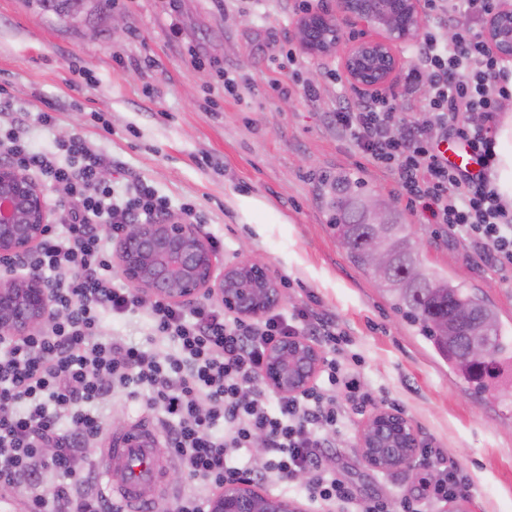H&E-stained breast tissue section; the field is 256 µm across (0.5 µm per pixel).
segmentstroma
<instances>
[{"label":"stroma","instance_id":"stroma-1","mask_svg":"<svg viewBox=\"0 0 512 512\" xmlns=\"http://www.w3.org/2000/svg\"><path fill=\"white\" fill-rule=\"evenodd\" d=\"M299 0H87L75 20L38 0H0V87L28 112L25 135L50 148L83 134L106 160L109 184L141 181L172 210L195 204L207 235L224 242L225 266L252 255L278 282L282 307L335 321L336 355L358 374L374 409L401 412L421 448L402 470L370 467L359 450L366 415L354 416L327 464L356 501L424 496L433 475L469 483L431 512H512V395L478 399L394 311L375 281L349 260L318 196L322 172L366 183L409 224L429 271L458 277L496 309L512 334V274L469 257L463 242L414 216L391 177L373 168L328 114L339 87L334 59L294 37ZM89 81L72 89V69ZM293 85H266L277 69ZM236 81L234 91L225 78ZM313 83L318 100L301 89ZM54 105L55 121L35 118ZM107 430L87 451L96 460L117 425L159 428L140 400L117 392L98 406Z\"/></svg>","mask_w":512,"mask_h":512}]
</instances>
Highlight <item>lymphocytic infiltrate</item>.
I'll use <instances>...</instances> for the list:
<instances>
[{
	"label": "lymphocytic infiltrate",
	"mask_w": 512,
	"mask_h": 512,
	"mask_svg": "<svg viewBox=\"0 0 512 512\" xmlns=\"http://www.w3.org/2000/svg\"><path fill=\"white\" fill-rule=\"evenodd\" d=\"M425 5L428 26L412 49L409 73L425 88L415 108L381 96H340L329 117L373 167L392 175L414 214L467 241L497 269L512 270V200L495 168L512 68L471 27L496 0ZM25 118L17 113L0 138V160L66 188L60 205L68 220L36 258L62 316L35 334L0 339V488L23 489L30 512H119L105 496L80 488L95 478L85 455L103 430L95 407L121 391L160 415L165 446L185 482L212 493L241 479L273 490L304 472L306 496L327 512L353 505L351 489L323 459L349 414L367 401L357 377L327 357L314 383L296 394L261 378L277 343L291 336L335 342V322L314 320L303 308L246 319L209 302L143 307L136 291L112 280V242L126 225L167 220V202L138 181L116 193L100 178L102 156L81 134L51 149L33 147L20 129ZM450 141L467 148L472 167L449 162L441 146ZM142 310L153 338L171 344L170 352L102 336L103 316ZM259 434L263 464L234 462ZM48 471L59 477L49 491Z\"/></svg>",
	"instance_id": "f902f5d3"
}]
</instances>
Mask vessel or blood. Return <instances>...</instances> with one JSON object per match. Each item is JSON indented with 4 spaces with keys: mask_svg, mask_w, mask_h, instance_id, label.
Returning <instances> with one entry per match:
<instances>
[{
    "mask_svg": "<svg viewBox=\"0 0 512 512\" xmlns=\"http://www.w3.org/2000/svg\"><path fill=\"white\" fill-rule=\"evenodd\" d=\"M129 434V443L108 448L101 457L99 486L102 494L117 501L123 512H144L164 490L169 461L159 452L157 433L133 428Z\"/></svg>",
    "mask_w": 512,
    "mask_h": 512,
    "instance_id": "b4317fda",
    "label": "vessel or blood"
}]
</instances>
